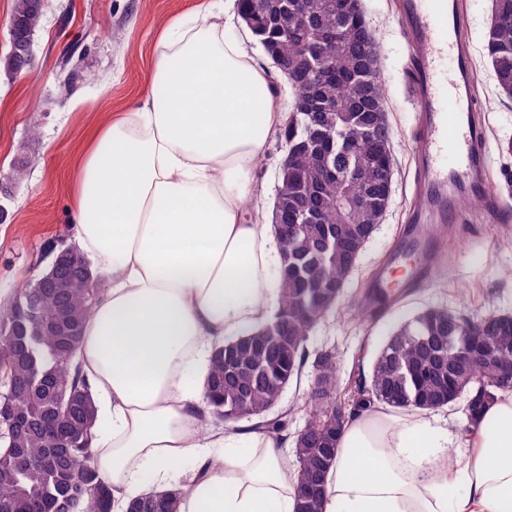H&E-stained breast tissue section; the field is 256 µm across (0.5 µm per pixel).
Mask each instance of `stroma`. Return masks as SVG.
I'll use <instances>...</instances> for the list:
<instances>
[{
  "label": "stroma",
  "mask_w": 512,
  "mask_h": 512,
  "mask_svg": "<svg viewBox=\"0 0 512 512\" xmlns=\"http://www.w3.org/2000/svg\"><path fill=\"white\" fill-rule=\"evenodd\" d=\"M480 95L477 108L485 119L492 159L491 179L512 206L503 170L512 171V155L499 145L512 138V102H499L492 66L484 53L490 0H464ZM381 50L396 160L390 207L354 268L342 309L357 307L379 264L391 253L418 204L416 114L409 91L410 66L395 22L399 0H363ZM224 0H43L34 35V64L23 77L0 72V176L9 178L10 195L1 204L0 300L48 266L53 245L72 244L70 222L76 175L87 152L88 134L107 124L114 113L133 110L148 93V74L159 51L164 28L192 27L207 10ZM78 49L62 64L66 45ZM23 180H11L15 166ZM442 274L427 286L382 306L377 317L358 324L323 320L307 342L309 353L333 351L339 383L357 367H370L391 328L403 317L428 306L466 309L474 317L512 314V217L497 224L477 220L450 228Z\"/></svg>",
  "instance_id": "stroma-1"
}]
</instances>
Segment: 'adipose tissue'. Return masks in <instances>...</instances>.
Here are the masks:
<instances>
[{"label":"adipose tissue","instance_id":"1","mask_svg":"<svg viewBox=\"0 0 512 512\" xmlns=\"http://www.w3.org/2000/svg\"><path fill=\"white\" fill-rule=\"evenodd\" d=\"M224 20L163 36L151 94L91 132L72 222L110 281L88 319L82 369L112 512L179 488L180 512H294L278 440L209 424L216 348L277 307L276 240L245 207L270 135L288 116L270 73ZM447 419L383 406L352 418L326 477L324 512H512V393L449 456Z\"/></svg>","mask_w":512,"mask_h":512}]
</instances>
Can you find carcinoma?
<instances>
[{
  "label": "carcinoma",
  "instance_id": "carcinoma-1",
  "mask_svg": "<svg viewBox=\"0 0 512 512\" xmlns=\"http://www.w3.org/2000/svg\"><path fill=\"white\" fill-rule=\"evenodd\" d=\"M264 54L288 62L293 95L307 107L288 117L278 138L288 172L278 175L277 203L298 223L277 240L278 323L244 331L231 353H215L205 397L209 415L278 435L301 416L292 436L298 464L295 512H323L324 477L335 462L348 419L376 404L438 410L463 399L470 423L512 382L495 383L497 361L512 358V315L473 318L428 307L400 323L379 349L368 375L337 384L336 355L316 354L303 405L271 418L278 390L301 378L306 342L337 310L361 252L380 220L381 183L393 172L388 104L380 67L370 61L361 21L332 0H261ZM41 0H15L9 18L15 47L0 57L9 75L33 45ZM499 97L512 101V0H496L484 44ZM362 203L349 215L342 201ZM64 288L28 280L0 309V512H111L112 497L93 465L95 403L78 355L83 330L103 294L101 277L80 271L79 249ZM479 345L485 357L450 360ZM180 492L147 494L127 512H178Z\"/></svg>",
  "mask_w": 512,
  "mask_h": 512
}]
</instances>
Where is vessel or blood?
Returning a JSON list of instances; mask_svg holds the SVG:
<instances>
[{
  "instance_id": "1",
  "label": "vessel or blood",
  "mask_w": 512,
  "mask_h": 512,
  "mask_svg": "<svg viewBox=\"0 0 512 512\" xmlns=\"http://www.w3.org/2000/svg\"><path fill=\"white\" fill-rule=\"evenodd\" d=\"M398 24L408 47L417 132L423 144L416 193L436 201L432 210H418L414 221L424 224L434 217L444 224L458 223L461 203L475 186L479 215L496 223L503 203L490 180L486 133L474 108L479 84L461 0H401ZM410 256L416 263L405 268L399 289L425 287L441 253L432 238L416 235L402 239L391 261L375 271V288L387 290L396 269L404 268Z\"/></svg>"
}]
</instances>
